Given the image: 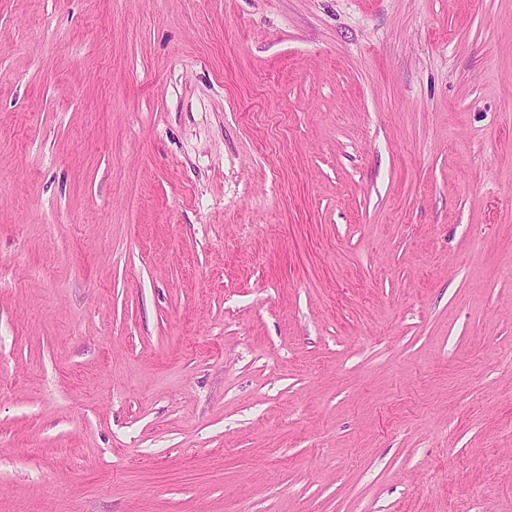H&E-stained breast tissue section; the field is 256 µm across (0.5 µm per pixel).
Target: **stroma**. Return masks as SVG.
<instances>
[{
    "label": "stroma",
    "instance_id": "1",
    "mask_svg": "<svg viewBox=\"0 0 512 512\" xmlns=\"http://www.w3.org/2000/svg\"><path fill=\"white\" fill-rule=\"evenodd\" d=\"M0 512H512V0H0Z\"/></svg>",
    "mask_w": 512,
    "mask_h": 512
}]
</instances>
